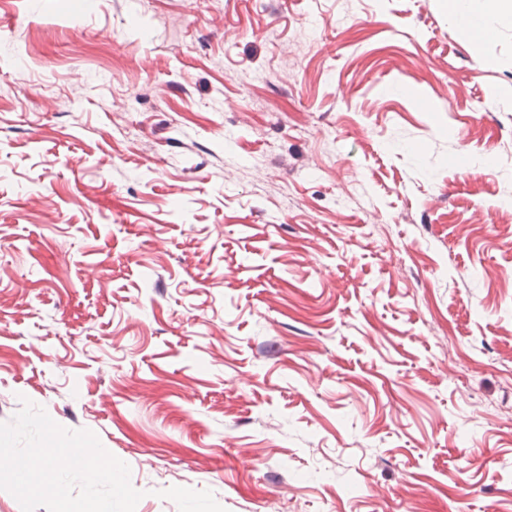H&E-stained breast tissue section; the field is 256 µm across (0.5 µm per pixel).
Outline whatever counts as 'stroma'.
<instances>
[{
	"label": "stroma",
	"mask_w": 512,
	"mask_h": 512,
	"mask_svg": "<svg viewBox=\"0 0 512 512\" xmlns=\"http://www.w3.org/2000/svg\"><path fill=\"white\" fill-rule=\"evenodd\" d=\"M450 12L0 0V423L135 512H512V21Z\"/></svg>",
	"instance_id": "35a3bbf8"
}]
</instances>
